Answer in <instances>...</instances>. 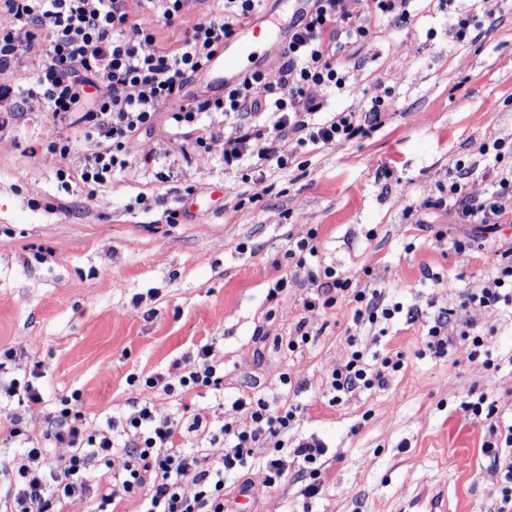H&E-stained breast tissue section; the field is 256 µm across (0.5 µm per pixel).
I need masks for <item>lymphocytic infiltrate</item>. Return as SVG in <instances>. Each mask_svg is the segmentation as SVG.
I'll return each mask as SVG.
<instances>
[{"label": "lymphocytic infiltrate", "mask_w": 512, "mask_h": 512, "mask_svg": "<svg viewBox=\"0 0 512 512\" xmlns=\"http://www.w3.org/2000/svg\"><path fill=\"white\" fill-rule=\"evenodd\" d=\"M263 0H0V102L13 88L1 77L37 50L45 57L33 66L20 110L48 112L69 120L72 132L47 131L43 144L59 156L57 176L63 186L80 183L103 188L115 174L135 167L129 144L152 130L163 107L179 102L170 118L176 127H198L206 112L236 116L224 138V169L241 167L258 173L283 170L294 161L282 153L281 141L295 150L321 148L377 128L385 110L372 98L363 112L324 114L327 94L343 89L349 59L346 48L372 36L383 21L404 23L411 0H309L307 10L288 28V43L279 63L245 72L237 85L214 96L186 98L192 79L203 76L208 61L224 48L262 8ZM200 15L176 48L162 47L160 25H172L192 10ZM17 110V111H20ZM17 111L0 113V129H8ZM479 166L457 165L451 173L448 206L463 224H497L502 210L495 195L469 192ZM314 289L305 310L330 308L344 302L356 325L393 320L400 304H389L376 288L353 287L350 279L325 268L311 275ZM512 303V249L501 255L495 277L465 292L464 309H492ZM404 357L395 353L368 362L362 349L336 365L325 378L331 402L358 391L387 386L402 369ZM224 367L210 344L198 348L193 364L174 375L148 377L175 399L219 386ZM486 395L467 403L474 418L484 419L491 441L484 449L494 464L503 465L506 486L502 505H512V425L499 431ZM130 413L107 421L90 432L79 402L63 400L48 435L61 448L58 457L36 446L22 426L10 435L24 439L27 449L14 481L0 494V512H64L85 497H94L92 512H108L128 498L140 499L142 512H224V480L246 468L251 460L265 466L267 486L287 480L289 463L313 475L321 472L322 444L315 439L289 444L288 432L299 418L294 404L270 405L265 400L236 399L234 419L216 425L179 413L156 416L150 403L129 401ZM244 421H237V414ZM206 438L208 448H184L180 438ZM277 447H267V439ZM222 455H212L214 447ZM193 474L197 489L186 495L181 479Z\"/></svg>", "instance_id": "obj_1"}]
</instances>
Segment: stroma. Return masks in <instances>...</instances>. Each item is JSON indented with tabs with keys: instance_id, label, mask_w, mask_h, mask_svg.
<instances>
[{
	"instance_id": "obj_1",
	"label": "stroma",
	"mask_w": 512,
	"mask_h": 512,
	"mask_svg": "<svg viewBox=\"0 0 512 512\" xmlns=\"http://www.w3.org/2000/svg\"><path fill=\"white\" fill-rule=\"evenodd\" d=\"M455 8L473 17L476 39L458 40L453 16L435 0H415L407 24L378 28L356 48L348 88L329 94L326 109L362 112L381 97L382 126L267 172L251 202L249 184L224 170L223 138L196 151L164 111L130 151L141 160L172 148L169 181L140 167L93 197L80 185L61 190L60 161L40 147L48 130L68 134L67 121L27 112L1 132L0 347L15 357L0 383L33 381L43 401L28 407L0 396V463L23 453L9 436L14 421L44 438L60 399L75 392L91 429L133 397L158 415L176 412L179 403L144 380L175 374L209 342L224 362L225 400L290 397L303 412L289 441L313 437L326 449L315 497L302 495L308 474L270 488L255 464L226 481L227 512L238 508L242 482L253 512H398L430 476L448 482L458 512H491L503 473L483 450L486 424L463 405L470 392L486 393L499 421L512 423V307L456 305L512 248V193L497 199L504 222L495 230L458 223L434 201L459 162L488 169L471 192L495 191L497 162L480 157L482 142H502V161L512 163V0L491 16L481 0ZM141 192L165 201L129 211ZM168 208L181 211L179 223H166ZM308 237L317 263L289 265V242ZM459 241L466 252H456ZM325 267L355 287L381 289L413 316L404 311L378 329L356 327L341 303L305 311L308 276ZM283 276L287 288L269 300ZM449 308L452 343L437 357L426 332ZM303 317L315 338L289 350ZM466 332L482 336L492 368L468 360ZM356 345L370 355L402 352L405 365L386 388L329 405L322 381ZM286 373L295 389L283 385Z\"/></svg>"
}]
</instances>
